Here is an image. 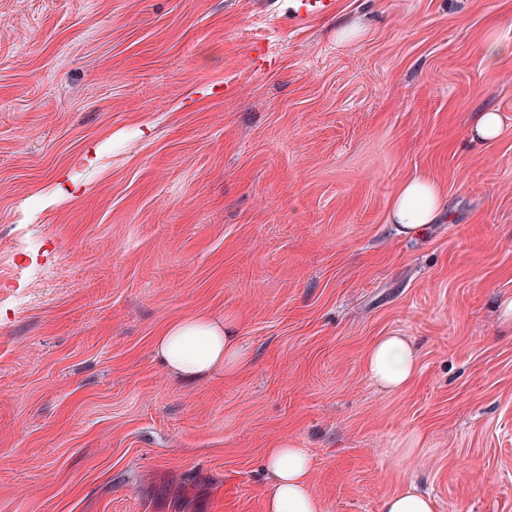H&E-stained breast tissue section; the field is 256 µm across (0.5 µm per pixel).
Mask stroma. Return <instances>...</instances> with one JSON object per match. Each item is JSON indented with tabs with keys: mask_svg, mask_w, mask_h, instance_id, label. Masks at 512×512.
<instances>
[{
	"mask_svg": "<svg viewBox=\"0 0 512 512\" xmlns=\"http://www.w3.org/2000/svg\"><path fill=\"white\" fill-rule=\"evenodd\" d=\"M292 5L0 0V512H264L282 442L319 512H512V0ZM422 174L446 209L407 237ZM197 312L234 373L159 363ZM337 4V0H300V3L290 11L291 20L299 23L314 15L330 16L336 12ZM503 130V120L499 112H478L472 127V138L480 142L497 139ZM445 190L428 175L413 177L398 189L392 203V220L399 233L422 236L441 216ZM363 363L370 379L389 390L399 391L413 380L416 356L403 336H381L365 353ZM433 502L413 489L386 496L382 502V512H433Z\"/></svg>",
	"mask_w": 512,
	"mask_h": 512,
	"instance_id": "stroma-1",
	"label": "stroma"
}]
</instances>
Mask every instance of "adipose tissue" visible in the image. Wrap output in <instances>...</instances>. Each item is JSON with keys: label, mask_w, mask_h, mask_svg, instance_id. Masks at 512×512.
<instances>
[{"label": "adipose tissue", "mask_w": 512, "mask_h": 512, "mask_svg": "<svg viewBox=\"0 0 512 512\" xmlns=\"http://www.w3.org/2000/svg\"><path fill=\"white\" fill-rule=\"evenodd\" d=\"M445 190L432 177L420 175L403 183L392 203V220L401 234L423 235L444 209ZM156 353L165 366L194 379L214 368H237L245 358L233 324L206 314H195L167 326L156 340ZM363 363L370 379L399 391L413 380L416 356L404 337H380L365 353ZM265 464L276 477L265 512H318L311 491L312 460L305 449L281 445L268 449Z\"/></svg>", "instance_id": "1"}]
</instances>
